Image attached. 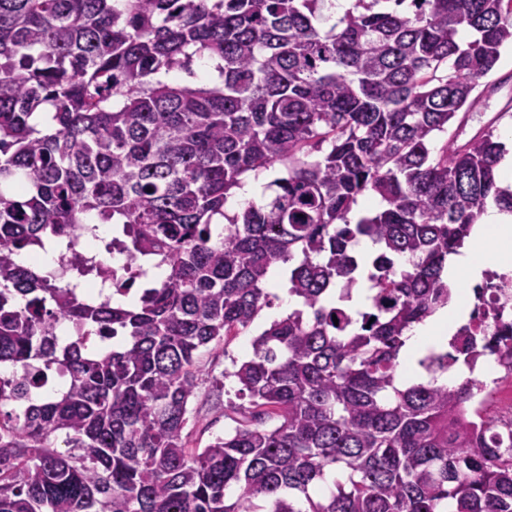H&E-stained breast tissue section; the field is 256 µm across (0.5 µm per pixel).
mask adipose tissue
Wrapping results in <instances>:
<instances>
[{"instance_id": "obj_1", "label": "adipose tissue", "mask_w": 512, "mask_h": 512, "mask_svg": "<svg viewBox=\"0 0 512 512\" xmlns=\"http://www.w3.org/2000/svg\"><path fill=\"white\" fill-rule=\"evenodd\" d=\"M491 264L504 271L512 269V213L495 207L481 215L471 245L448 262L445 276L456 302L438 309L408 333L401 356L403 378H417L419 359L447 344L452 324L466 310V297L471 296L473 286L481 282Z\"/></svg>"}]
</instances>
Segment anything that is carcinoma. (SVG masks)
Returning <instances> with one entry per match:
<instances>
[{"label":"carcinoma","mask_w":512,"mask_h":512,"mask_svg":"<svg viewBox=\"0 0 512 512\" xmlns=\"http://www.w3.org/2000/svg\"><path fill=\"white\" fill-rule=\"evenodd\" d=\"M327 5L0 0V365L22 369L0 376V512H512V427L470 410L474 383H438L511 367L512 325H463L419 360L430 379L398 374L451 300L449 256L487 203L512 213L493 127L457 143L512 0H354L323 30ZM196 59L212 83L173 79ZM277 164L261 204L225 213ZM367 193L384 206L354 222ZM92 218L121 225L123 273L165 268L125 307L54 286L125 287L73 252ZM362 237L373 296L353 312ZM46 239L58 272L17 262ZM285 264L302 308L233 362L250 418L188 448L199 352L254 322Z\"/></svg>","instance_id":"obj_1"}]
</instances>
